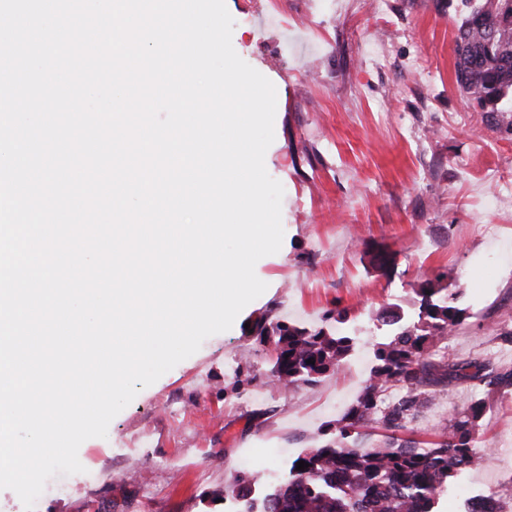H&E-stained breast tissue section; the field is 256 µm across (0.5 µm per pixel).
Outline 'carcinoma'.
<instances>
[{"label": "carcinoma", "instance_id": "1", "mask_svg": "<svg viewBox=\"0 0 512 512\" xmlns=\"http://www.w3.org/2000/svg\"><path fill=\"white\" fill-rule=\"evenodd\" d=\"M467 13L454 39L455 80L460 92L485 112H503L512 102V0H462ZM441 274L413 285L419 297L414 319L397 304L379 321L390 334L376 344L375 364L356 400L318 431L320 445L292 463L273 491L262 499V512H436L448 479L483 465L487 451L475 433L487 412L482 399L448 416V425L419 433L410 424L430 400L453 383L487 392L512 389V368L488 357L459 359L437 355L436 347L467 318ZM254 344L271 348L266 384L284 393L316 386L339 374L353 351L355 337L340 328H307L263 312L251 320ZM315 363H308V359ZM260 376L237 366L232 390L254 385ZM368 436L377 443L358 447ZM309 463L304 470L297 462ZM263 478L247 471L224 485L218 499H237L253 512ZM512 483L504 484L469 512H505Z\"/></svg>", "mask_w": 512, "mask_h": 512}]
</instances>
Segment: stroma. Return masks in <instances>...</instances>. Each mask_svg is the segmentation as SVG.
Instances as JSON below:
<instances>
[{
    "instance_id": "1",
    "label": "stroma",
    "mask_w": 512,
    "mask_h": 512,
    "mask_svg": "<svg viewBox=\"0 0 512 512\" xmlns=\"http://www.w3.org/2000/svg\"><path fill=\"white\" fill-rule=\"evenodd\" d=\"M236 53L276 88L268 174L288 187L284 238L255 273L266 291L226 332L141 389L103 438L78 451L90 481L45 487L35 512H225L214 493L244 469L287 472L318 430L358 396L386 307L415 313L413 284L455 281L468 318L441 349L512 367V112L482 111L457 88L461 0H225ZM500 180H493V173ZM391 252L377 268V248ZM348 310L355 351L340 374L284 395L232 390L237 365L257 374L270 352L246 325L259 311L319 326ZM477 392L437 394L415 421L427 432ZM476 445L486 465L448 485L437 512H456L464 484L491 493L512 481V391L486 397Z\"/></svg>"
}]
</instances>
